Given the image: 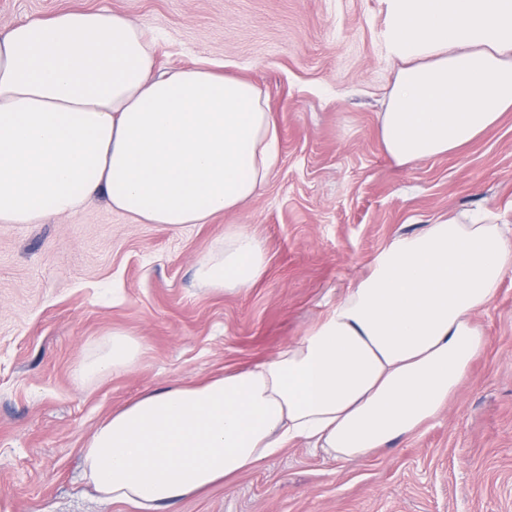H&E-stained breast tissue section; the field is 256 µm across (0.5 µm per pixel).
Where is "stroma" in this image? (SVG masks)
<instances>
[{"label":"stroma","mask_w":512,"mask_h":512,"mask_svg":"<svg viewBox=\"0 0 512 512\" xmlns=\"http://www.w3.org/2000/svg\"><path fill=\"white\" fill-rule=\"evenodd\" d=\"M102 8L156 35L160 68L207 59L260 88L280 161L246 206L205 224H139L100 199L0 223V512H134L82 478L80 450L112 410L271 356L397 234L472 213L512 225V112L448 154L388 158L383 0H0V32ZM232 225L260 240L264 276L198 287L197 258ZM479 321L485 354L412 438L353 461L292 445L166 512H512V271ZM115 329L139 339L136 367L80 380Z\"/></svg>","instance_id":"obj_1"}]
</instances>
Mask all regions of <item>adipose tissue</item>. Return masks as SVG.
<instances>
[{
  "instance_id": "obj_1",
  "label": "adipose tissue",
  "mask_w": 512,
  "mask_h": 512,
  "mask_svg": "<svg viewBox=\"0 0 512 512\" xmlns=\"http://www.w3.org/2000/svg\"><path fill=\"white\" fill-rule=\"evenodd\" d=\"M397 62L378 115L398 166L455 151L512 110V0H384ZM280 134L252 83L193 65L160 71L146 31L105 9L0 33V222L35 224L95 198L177 229L236 211L268 182ZM512 269V225L449 218L396 235L326 315L252 366L177 381L116 410L82 449L83 477L139 512L229 482L299 442L354 460L412 437L468 381L478 321ZM259 240L234 228L195 264L202 288L252 287ZM110 332L80 378L131 370Z\"/></svg>"
}]
</instances>
